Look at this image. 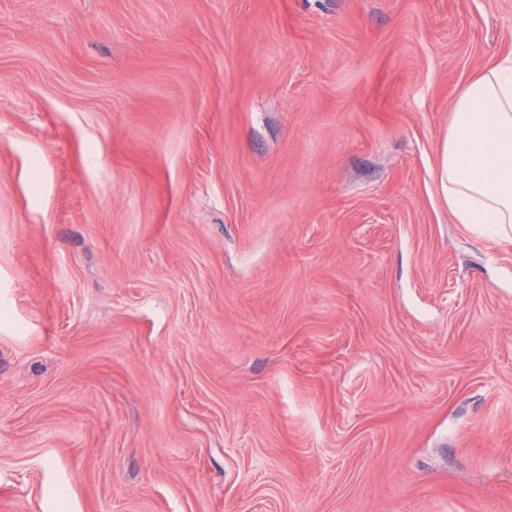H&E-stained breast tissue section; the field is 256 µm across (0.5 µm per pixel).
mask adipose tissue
Here are the masks:
<instances>
[{
    "mask_svg": "<svg viewBox=\"0 0 512 512\" xmlns=\"http://www.w3.org/2000/svg\"><path fill=\"white\" fill-rule=\"evenodd\" d=\"M439 178L458 224L512 234V59L470 77L457 95Z\"/></svg>",
    "mask_w": 512,
    "mask_h": 512,
    "instance_id": "ef3b65f1",
    "label": "adipose tissue"
}]
</instances>
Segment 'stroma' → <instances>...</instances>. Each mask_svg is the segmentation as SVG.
<instances>
[{
  "label": "stroma",
  "instance_id": "stroma-1",
  "mask_svg": "<svg viewBox=\"0 0 512 512\" xmlns=\"http://www.w3.org/2000/svg\"><path fill=\"white\" fill-rule=\"evenodd\" d=\"M512 0H0V512H512V240L439 183Z\"/></svg>",
  "mask_w": 512,
  "mask_h": 512
}]
</instances>
